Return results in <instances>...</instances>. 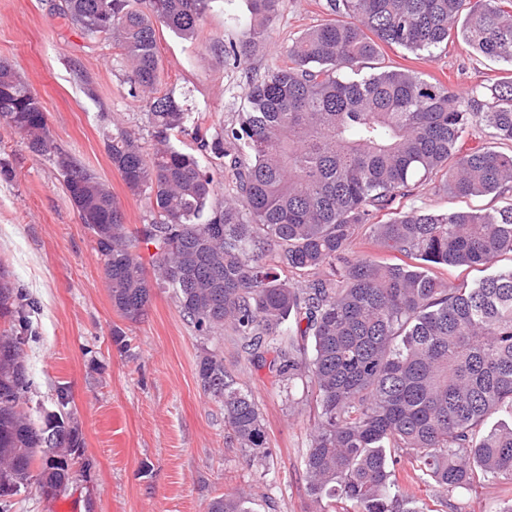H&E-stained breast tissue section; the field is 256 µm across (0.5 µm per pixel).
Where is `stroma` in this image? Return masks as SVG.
Segmentation results:
<instances>
[{
	"label": "stroma",
	"mask_w": 512,
	"mask_h": 512,
	"mask_svg": "<svg viewBox=\"0 0 512 512\" xmlns=\"http://www.w3.org/2000/svg\"><path fill=\"white\" fill-rule=\"evenodd\" d=\"M57 0H0V61L13 65L47 117L55 146L105 182L128 229L150 219L112 166L108 131L144 135L141 98L130 96L128 66L107 38L88 39L55 8ZM324 0H280L270 40L252 66L283 64L288 47L325 17ZM249 38L245 0H214L196 34L170 31L157 40L164 89L205 128L237 122L247 106L245 74L227 62L224 48ZM387 69H413L465 93L502 75L459 41L425 58L385 48ZM152 149L151 138L143 140ZM512 204V189L458 198L422 184L401 200L403 211H486ZM0 273L18 297L16 313L0 317V333L23 341L30 388L24 411L38 425L63 419L77 426L82 460L56 494L37 486L0 497V512H206L210 500L245 491L253 512H333L315 505L303 478L304 455L315 424V394L306 379L279 392L267 371L251 367L233 336L198 335L169 289L155 287L147 314L124 320L112 306L93 235L81 223L62 178L47 157L31 152L15 129L0 123ZM224 364L257 402L272 455L267 468L250 467L224 438V409L196 377L204 352ZM424 512H502L512 506V484L486 481L442 495L417 482Z\"/></svg>",
	"instance_id": "obj_1"
}]
</instances>
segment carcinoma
<instances>
[{
  "label": "carcinoma",
  "mask_w": 512,
  "mask_h": 512,
  "mask_svg": "<svg viewBox=\"0 0 512 512\" xmlns=\"http://www.w3.org/2000/svg\"><path fill=\"white\" fill-rule=\"evenodd\" d=\"M213 0H61L57 11L88 38L112 39L130 67L131 94L146 101L140 134L106 140L112 166L146 200L134 232L109 187L59 151L42 105L0 62V120L53 160L79 218L96 239L124 319L147 311L151 285L136 249L154 246L153 275L200 336H235L247 361L288 389L309 379L318 406L304 458L309 496L344 512H419L396 465L448 495L491 478L512 483V265L450 285L430 266L492 267L512 256V204L496 210L399 211L400 198L435 177L461 198L512 186V152L463 147L475 126L512 142V69L492 102L414 70H375L382 46L430 53L450 39L512 66V0H325L326 19L288 48V63L248 76L238 124L211 134L174 95L159 90L157 31L192 37ZM252 39L224 48L251 69L270 38L279 0H246ZM184 134L197 154L171 145ZM200 155L223 161L235 193L221 199ZM382 211L388 220H376ZM369 249L355 251L359 229ZM398 253L387 262L377 251ZM299 273L290 282L282 270ZM14 289L0 275V316ZM20 339L0 335V496L31 485L54 494L82 447L74 426L42 427L22 410L28 378ZM203 391L224 407V427L246 460L270 456L263 415L207 351ZM207 512H252L243 492Z\"/></svg>",
  "instance_id": "1"
}]
</instances>
